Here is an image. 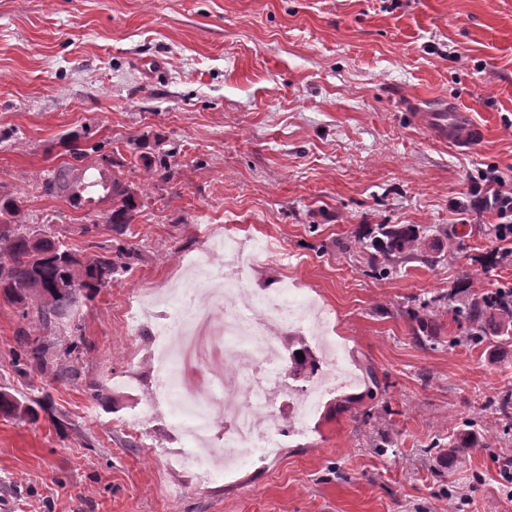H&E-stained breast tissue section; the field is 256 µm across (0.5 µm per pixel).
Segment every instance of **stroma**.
Segmentation results:
<instances>
[{"label": "stroma", "mask_w": 512, "mask_h": 512, "mask_svg": "<svg viewBox=\"0 0 512 512\" xmlns=\"http://www.w3.org/2000/svg\"><path fill=\"white\" fill-rule=\"evenodd\" d=\"M457 104L485 128L463 152L413 112ZM79 136L99 185L80 208L45 192ZM177 149L163 181L147 169ZM512 186V0H0V196L22 223L83 258L120 243L131 269L50 326L0 295V390L49 396L37 421L0 416V512H512V430L492 403L512 388V335L458 344L462 301L512 281L494 214L460 221L482 173ZM119 177L139 208L107 223ZM271 243L246 282H298L353 383L308 413L277 455L200 484L155 458L172 430L132 417L151 385L149 329L126 307L190 284L181 259L212 225ZM416 224L424 246L379 280L367 234ZM438 299L426 327L412 318ZM79 375H19L18 330ZM107 399L93 400L89 383Z\"/></svg>", "instance_id": "stroma-1"}]
</instances>
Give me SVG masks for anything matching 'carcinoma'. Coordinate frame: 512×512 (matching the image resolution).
I'll use <instances>...</instances> for the list:
<instances>
[{"mask_svg":"<svg viewBox=\"0 0 512 512\" xmlns=\"http://www.w3.org/2000/svg\"><path fill=\"white\" fill-rule=\"evenodd\" d=\"M69 152L70 160L51 170L43 185L45 192L75 205L78 197L72 195L71 178L81 167L86 153L77 146ZM177 165L176 152L164 150L159 153L155 174L162 180H169ZM137 208L134 194L117 177H112V210L107 216L112 230L121 236L126 234ZM19 213L17 199L0 197V294L7 300L29 303L22 317L31 322L48 325L63 318L81 301L91 300L101 289L112 287L137 257L133 247L119 244L102 248L91 261L84 263L65 244L28 231L26 225L19 223ZM422 243L423 230L415 224L376 225L370 245L383 258L376 276H389L395 264ZM486 313L496 315L502 332L509 334L512 330V282H502L477 301L457 307L456 317L467 324L465 340L484 341L482 318ZM19 345V352L14 354V366L19 373L27 375L46 367L49 346L41 337L24 334L19 338ZM298 351L309 353L302 336L292 337L287 368L290 376L306 363L297 357ZM39 406H43L40 400L33 405L25 404L7 392H0V413L6 417L35 421Z\"/></svg>","mask_w":512,"mask_h":512,"instance_id":"cac0c4a2","label":"carcinoma"}]
</instances>
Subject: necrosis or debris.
<instances>
[{
	"label": "necrosis or debris",
	"mask_w": 512,
	"mask_h": 512,
	"mask_svg": "<svg viewBox=\"0 0 512 512\" xmlns=\"http://www.w3.org/2000/svg\"><path fill=\"white\" fill-rule=\"evenodd\" d=\"M263 254L262 248L234 234L213 233L199 253L189 255L188 262L206 280L223 282V289L204 294L191 286L175 288L161 304L141 294L127 311V328L146 323L154 329L148 357L155 375L152 394L134 417L140 425L166 415L176 376L172 344L188 336L187 316L193 314L202 324L218 326L215 339L225 345L224 371L213 381L215 391L207 403L183 407L169 417L179 445L159 450L160 457L192 471L201 483L208 482L213 472L197 446L211 442L214 414L224 418V460L232 467L276 454L283 433L273 398L292 393L293 388L275 331L306 322L308 306L284 285L263 295L246 290L244 276L260 265Z\"/></svg>",
	"instance_id": "1"
}]
</instances>
